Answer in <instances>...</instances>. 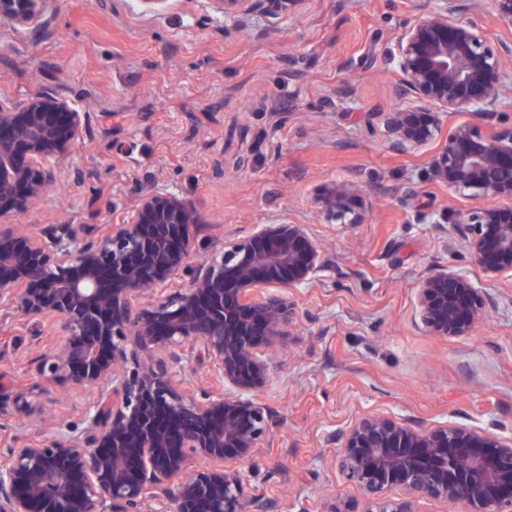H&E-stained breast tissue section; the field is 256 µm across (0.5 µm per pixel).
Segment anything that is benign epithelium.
<instances>
[{
  "instance_id": "benign-epithelium-1",
  "label": "benign epithelium",
  "mask_w": 512,
  "mask_h": 512,
  "mask_svg": "<svg viewBox=\"0 0 512 512\" xmlns=\"http://www.w3.org/2000/svg\"><path fill=\"white\" fill-rule=\"evenodd\" d=\"M49 0H0V19L38 28ZM304 0H210L215 14L286 17ZM482 0H434L398 35L389 64L397 105L373 113L390 147L424 154L430 181L472 199L512 200V124L486 133L474 122L443 132L442 116L482 117L503 104L512 41L492 43L466 15ZM88 114L35 92L0 109V327H49L64 341L41 357L52 384L93 393L82 426L58 422L0 456V512H273L249 495L232 462L251 459L270 433L255 399L267 383L263 354L294 325L278 283L319 279L325 251L305 224H258L243 238L196 251L193 203L148 190L117 224H31L16 218L60 181ZM439 149L428 151L437 140ZM327 219L361 224L370 207L352 183L317 198ZM472 260L491 279L512 278V207L448 215ZM422 320L435 336H466L489 296L465 275L440 269L418 290ZM202 347L214 390L191 393L176 367ZM133 367H128V363ZM18 414L26 393H3ZM337 466L368 500L364 512H415L419 498L463 501L469 512H512V438L457 424L419 429L380 414L341 436Z\"/></svg>"
}]
</instances>
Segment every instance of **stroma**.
Listing matches in <instances>:
<instances>
[{"mask_svg":"<svg viewBox=\"0 0 512 512\" xmlns=\"http://www.w3.org/2000/svg\"><path fill=\"white\" fill-rule=\"evenodd\" d=\"M433 0H303L285 18L216 15L208 0H50L40 32L0 21V108L34 92L89 115L56 190L28 224H105L113 208L166 189L197 207L200 245L258 224H304L326 250L319 280L286 289L295 325L276 337L266 387L272 435L240 468L277 512H362L335 460L337 437L382 414L512 437V280L486 278L442 220L476 200L426 179L392 151L374 115L395 105L396 37ZM351 182L373 203L361 224L319 211L321 187ZM458 271L489 294L468 336L432 335L423 279ZM52 331L0 330V382L29 391L37 416L0 415V454L53 421L80 422L91 397L41 391L36 358Z\"/></svg>","mask_w":512,"mask_h":512,"instance_id":"stroma-1","label":"stroma"}]
</instances>
